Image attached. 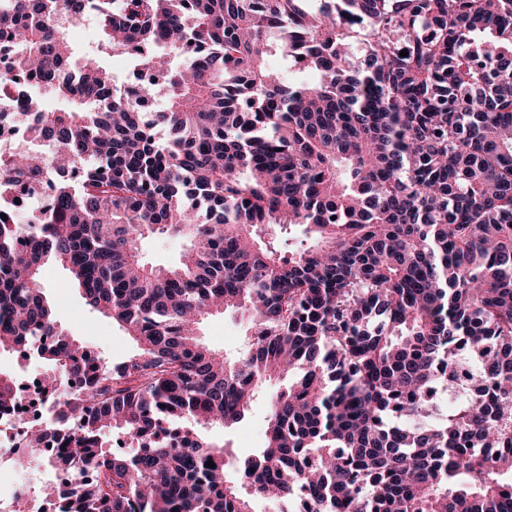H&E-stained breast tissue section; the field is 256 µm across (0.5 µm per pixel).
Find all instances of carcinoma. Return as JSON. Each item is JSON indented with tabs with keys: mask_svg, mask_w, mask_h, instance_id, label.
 <instances>
[{
	"mask_svg": "<svg viewBox=\"0 0 512 512\" xmlns=\"http://www.w3.org/2000/svg\"><path fill=\"white\" fill-rule=\"evenodd\" d=\"M89 18L103 39L77 57L65 30ZM108 50L162 82L112 98ZM10 57L0 98L36 80L59 101L16 113L49 155L0 157V350L48 367L69 424L29 427L16 462L55 439L53 512H290L301 492L305 512H512V0H12ZM156 233L186 241L176 264L142 260ZM48 262L132 338L123 362L63 332ZM226 310L239 356L199 338ZM284 379L264 447L195 436ZM23 401L0 373V410Z\"/></svg>",
	"mask_w": 512,
	"mask_h": 512,
	"instance_id": "carcinoma-1",
	"label": "carcinoma"
}]
</instances>
